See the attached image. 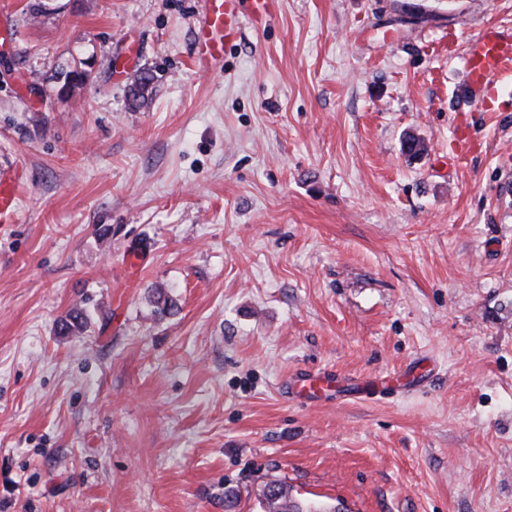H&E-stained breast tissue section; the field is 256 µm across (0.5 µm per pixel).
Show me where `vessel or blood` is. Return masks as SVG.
Listing matches in <instances>:
<instances>
[{
    "label": "vessel or blood",
    "mask_w": 512,
    "mask_h": 512,
    "mask_svg": "<svg viewBox=\"0 0 512 512\" xmlns=\"http://www.w3.org/2000/svg\"><path fill=\"white\" fill-rule=\"evenodd\" d=\"M279 0H205V11L194 33V64L199 72L221 70L224 49L240 36L244 25L261 28L277 9ZM512 62V39L489 30L472 40L465 64L473 83L490 88L506 64ZM18 172L0 177V217L15 213L18 203ZM332 379L310 376L295 383L297 396L314 399L329 391Z\"/></svg>",
    "instance_id": "1"
}]
</instances>
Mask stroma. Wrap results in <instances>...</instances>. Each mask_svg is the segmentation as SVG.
<instances>
[{"label":"stroma","instance_id":"stroma-1","mask_svg":"<svg viewBox=\"0 0 512 512\" xmlns=\"http://www.w3.org/2000/svg\"><path fill=\"white\" fill-rule=\"evenodd\" d=\"M29 2L0 0V172L26 171L0 512H225L228 488L261 512L274 480L336 512H512V65L488 112L463 64L512 0H280L208 74L202 0ZM334 379L321 376H308L298 379L295 383V393L297 396L314 399L331 389Z\"/></svg>","mask_w":512,"mask_h":512}]
</instances>
